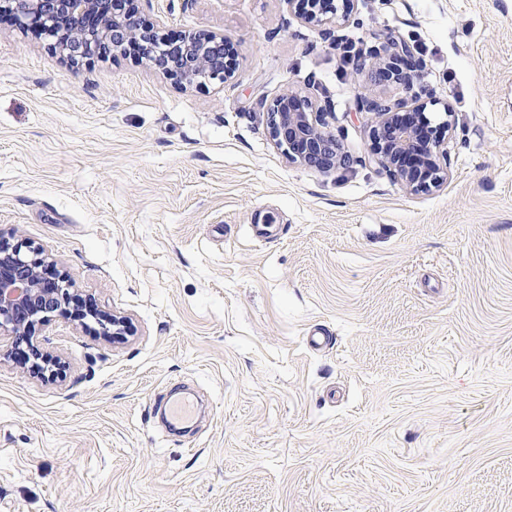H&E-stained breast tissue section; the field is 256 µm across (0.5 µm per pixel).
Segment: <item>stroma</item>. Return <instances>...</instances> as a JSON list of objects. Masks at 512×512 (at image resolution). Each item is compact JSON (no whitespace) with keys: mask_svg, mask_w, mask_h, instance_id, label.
Wrapping results in <instances>:
<instances>
[{"mask_svg":"<svg viewBox=\"0 0 512 512\" xmlns=\"http://www.w3.org/2000/svg\"><path fill=\"white\" fill-rule=\"evenodd\" d=\"M140 16L231 39L232 81L121 53L72 72L0 21V230L131 324L52 316L54 379L0 360V512H512V0H356L329 35L285 0ZM399 39L455 122L426 193L371 160L355 106L410 92L341 66ZM289 86L331 103L350 166L274 146ZM170 382L210 405L193 438L152 414Z\"/></svg>","mask_w":512,"mask_h":512,"instance_id":"stroma-1","label":"stroma"}]
</instances>
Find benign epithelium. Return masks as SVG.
<instances>
[{
	"label": "benign epithelium",
	"instance_id": "7a95c632",
	"mask_svg": "<svg viewBox=\"0 0 512 512\" xmlns=\"http://www.w3.org/2000/svg\"><path fill=\"white\" fill-rule=\"evenodd\" d=\"M141 0H0V13L22 30L43 34L51 49L71 70L127 49L151 63L177 86L187 89L211 81L228 83L238 55L235 44L214 33L196 31L157 39L156 31L141 24ZM296 16L313 27L345 22L353 0H284ZM387 82L413 86L419 61L409 45L393 41L372 47L360 57ZM434 101H421L411 112L403 103L385 97H358L357 109L374 116L369 132L371 159L414 193L428 191L442 181L440 159H448L446 134L452 123L432 127L425 111ZM330 104L295 88H288L270 103L268 131L274 145L291 163L321 169L344 167L350 157L335 136L325 130ZM49 259L44 249L0 230V334L12 338L20 354L17 365L40 377H54L61 362L42 353L33 343L36 326L55 313L69 316L82 329L96 323L103 334L119 335L126 327L123 316L93 308L71 291L64 275L46 277L42 267Z\"/></svg>",
	"mask_w": 512,
	"mask_h": 512
}]
</instances>
